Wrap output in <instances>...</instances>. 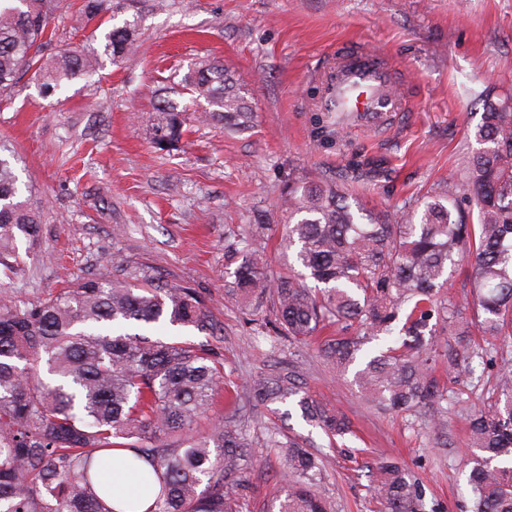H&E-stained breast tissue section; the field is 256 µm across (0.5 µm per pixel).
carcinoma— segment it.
<instances>
[{
  "mask_svg": "<svg viewBox=\"0 0 512 512\" xmlns=\"http://www.w3.org/2000/svg\"><path fill=\"white\" fill-rule=\"evenodd\" d=\"M108 0H83L95 19ZM60 0H0V96L22 72H32L45 94L95 74L103 59L133 55L135 23H113L102 49L58 45L49 24ZM348 66L327 74L318 111L336 113L331 132L343 138L347 115L336 111L328 90ZM191 100L160 96L154 104L153 143L176 146L193 107L196 119L224 123V131L250 128L252 109L224 64L203 60L185 79ZM480 122L467 129L479 145L461 171L438 190L396 216L362 205L354 186L380 175L353 155L335 172L288 177L281 210L288 217V273L272 277L249 258L235 272L233 291L269 296L282 334L301 343L334 326L321 352L343 373L357 360L360 395L382 410L426 408L437 433L448 426V395L433 367L435 337L468 336L477 327L487 346L481 360L512 343V98L485 88L477 93ZM15 155L0 143V271H16L18 244L38 240L40 215L21 198ZM473 201L477 223L460 209ZM471 267L470 289L458 301L444 294L452 269ZM141 283L84 278L33 303L0 297V512H115L101 470L116 467L144 475L153 493L149 512H229L222 478H241L249 444L229 417L194 436L197 420L224 383L223 366L205 344L154 340L157 325L215 334L211 309L187 285L168 284L144 273ZM476 307L477 324L464 318ZM401 344L374 351L370 344L394 330ZM353 334H348V331ZM262 394L297 405L311 426L343 438L349 419L321 402L299 396L291 373L262 377ZM472 450L467 512H512V370L503 366L496 396L483 408L459 409ZM181 442L173 443L172 437ZM294 481L269 512H328L317 491L320 460L302 444L278 440ZM124 448L129 454L103 452ZM377 493L388 512H420L418 483L396 461L380 463Z\"/></svg>",
  "mask_w": 512,
  "mask_h": 512,
  "instance_id": "carcinoma-1",
  "label": "carcinoma"
}]
</instances>
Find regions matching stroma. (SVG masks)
I'll list each match as a JSON object with an SVG mask.
<instances>
[{
    "label": "stroma",
    "instance_id": "stroma-1",
    "mask_svg": "<svg viewBox=\"0 0 512 512\" xmlns=\"http://www.w3.org/2000/svg\"><path fill=\"white\" fill-rule=\"evenodd\" d=\"M116 20L134 21L137 54L104 64L52 96L30 76L0 96V137L13 144L25 199L44 216L35 248L20 244V266L0 274V289L29 302L71 282L105 275L127 280L140 268L195 288L219 322L211 336L157 328L156 336L210 345L237 399L216 396L213 420L236 416L254 466L228 482L232 512H269L286 487L275 441L294 439L323 460L319 491L330 512H386L374 488L379 461L399 462L416 479L425 512H465L468 433L457 401L481 405L500 361L481 378L450 366L481 338L440 337L434 373L448 389V427L432 433L427 412H385L359 396L351 375L336 373L317 346L288 341L269 303L232 294L246 250L272 274L286 272L279 195L289 175L336 170L351 155L377 161L384 178L358 187L366 206L399 210L460 169L476 147V90L512 93V0H120ZM55 38L82 43L94 30L74 0H62ZM375 51L390 62L401 111L378 125L353 124L345 143L315 141L314 105L337 53ZM223 60L254 108L241 134L188 121L176 149L152 143L156 91L182 90L204 59ZM293 372L303 393L348 417L354 433L327 436L297 405L259 394L257 377Z\"/></svg>",
    "mask_w": 512,
    "mask_h": 512
}]
</instances>
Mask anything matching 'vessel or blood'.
Wrapping results in <instances>:
<instances>
[{
  "mask_svg": "<svg viewBox=\"0 0 512 512\" xmlns=\"http://www.w3.org/2000/svg\"><path fill=\"white\" fill-rule=\"evenodd\" d=\"M390 81L389 71L367 67L361 57H354L351 67L343 76L341 88L351 92V110L360 121L376 125L390 111V101L378 94L381 86Z\"/></svg>",
  "mask_w": 512,
  "mask_h": 512,
  "instance_id": "obj_1",
  "label": "vessel or blood"
}]
</instances>
